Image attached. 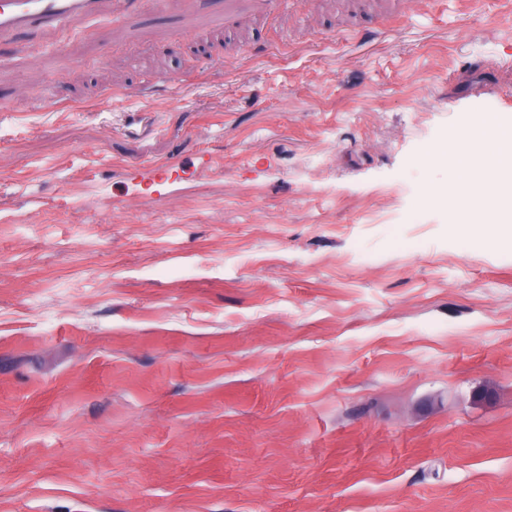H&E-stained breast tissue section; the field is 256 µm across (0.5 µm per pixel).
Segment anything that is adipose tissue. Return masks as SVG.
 Listing matches in <instances>:
<instances>
[{
  "label": "adipose tissue",
  "instance_id": "adipose-tissue-1",
  "mask_svg": "<svg viewBox=\"0 0 512 512\" xmlns=\"http://www.w3.org/2000/svg\"><path fill=\"white\" fill-rule=\"evenodd\" d=\"M489 121L497 126L499 135L484 143L474 137L473 128ZM450 142V148L436 147L426 153L429 162L447 165L449 170L447 187L430 191V198L445 200L456 213L463 209L483 211L488 204L482 187L493 182L502 203L491 222L497 231L494 242L512 249V119L476 114L455 129Z\"/></svg>",
  "mask_w": 512,
  "mask_h": 512
}]
</instances>
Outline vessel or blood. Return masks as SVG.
Returning a JSON list of instances; mask_svg holds the SVG:
<instances>
[{
  "instance_id": "b4317fda",
  "label": "vessel or blood",
  "mask_w": 512,
  "mask_h": 512,
  "mask_svg": "<svg viewBox=\"0 0 512 512\" xmlns=\"http://www.w3.org/2000/svg\"><path fill=\"white\" fill-rule=\"evenodd\" d=\"M101 0H0V40L28 28L61 25L99 11Z\"/></svg>"
}]
</instances>
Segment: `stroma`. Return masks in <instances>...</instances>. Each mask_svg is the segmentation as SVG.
Segmentation results:
<instances>
[{
  "instance_id": "1",
  "label": "stroma",
  "mask_w": 512,
  "mask_h": 512,
  "mask_svg": "<svg viewBox=\"0 0 512 512\" xmlns=\"http://www.w3.org/2000/svg\"><path fill=\"white\" fill-rule=\"evenodd\" d=\"M223 9L0 41V512H512V0ZM491 115L499 131L493 142L484 143L474 138V126L491 120L489 113H478L465 119L455 129L448 152L442 147L432 148L426 152L429 162L448 165L449 172L448 186L430 191L426 198L445 200L454 213L461 211L462 201L465 202L467 210L484 212L488 204L483 196L482 187L486 182L492 181L496 186L498 199L506 204L505 207L498 209L497 217L492 221L467 225L470 231L464 234L458 231L462 226L459 220H452L448 225L463 241L488 236V231L483 227L492 226L497 231L493 238L494 243L512 249V119H506L498 113ZM456 172H462L467 183V192L462 199L454 192L459 179Z\"/></svg>"
}]
</instances>
